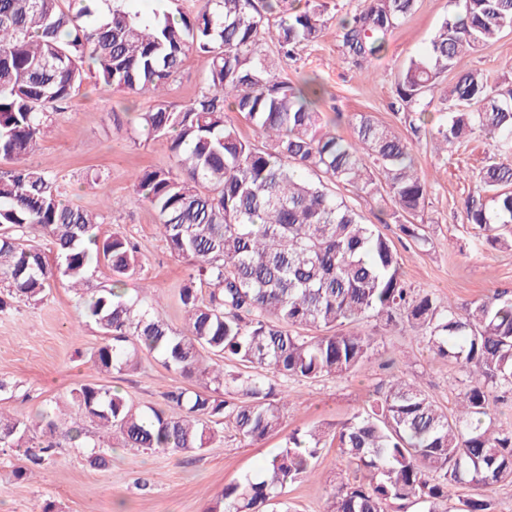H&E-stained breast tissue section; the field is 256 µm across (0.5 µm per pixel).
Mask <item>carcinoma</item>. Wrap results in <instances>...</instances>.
<instances>
[{"mask_svg": "<svg viewBox=\"0 0 512 512\" xmlns=\"http://www.w3.org/2000/svg\"><path fill=\"white\" fill-rule=\"evenodd\" d=\"M100 2L68 0L64 8L61 0H0V162L8 163L0 167V311L38 302L51 283L64 282L79 292L84 321L102 330L91 354L99 369L121 373L141 354L158 353L166 367L204 382L168 391L165 409L136 407L110 387L72 391L78 409L118 430L125 446L190 453L209 447L224 424L252 443L278 432L284 417L272 386L210 365L203 353L270 368L287 382L317 381L372 361L377 340L360 327L364 319L406 324L434 356L465 372L456 412L394 377L350 418L290 432L261 477L224 486L208 512H263L283 486L311 473L329 439L348 469L328 512H388L396 501L448 512L452 486L470 489L458 512H492L486 492L512 484V427L491 417L499 394H512V292L458 308L407 288L393 242L332 193L336 183L367 196L386 187L401 232L420 248L430 245L429 231L413 222L429 186L408 143L367 112L355 114L349 140L326 130L336 120L316 108L322 87L280 76L279 62L327 27L323 6L290 12L285 0H203L191 16L162 11L143 19L126 0H113L107 13ZM414 2L365 0L342 22L345 55L355 62L376 55ZM510 31L512 0H460L427 53L398 75L397 102L414 135L430 134L446 152L478 128L512 153L511 82L463 73L445 97L454 107L448 118L430 128L424 119L427 98L459 56ZM189 51L211 60L206 87L180 110L159 103L138 114L148 133L167 139L172 164L135 177L170 253L192 266L179 291L185 327L177 333L147 296L126 297L125 280L140 265L136 245L120 233L101 236L97 216L65 203L48 172L22 161L83 84L86 62L105 87L158 96ZM228 110L265 141L242 137L224 119ZM479 182L492 207L467 199L466 221L486 242L511 249L512 162L487 165ZM33 230L55 245L54 262L24 243ZM94 258L107 263L111 283L81 292ZM200 285L210 288L206 300ZM38 433L83 438L50 409L31 421L0 412V447L23 450L21 478L54 448L34 442Z\"/></svg>", "mask_w": 512, "mask_h": 512, "instance_id": "obj_1", "label": "carcinoma"}]
</instances>
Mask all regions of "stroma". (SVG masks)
Instances as JSON below:
<instances>
[{
  "label": "stroma",
  "instance_id": "obj_1",
  "mask_svg": "<svg viewBox=\"0 0 512 512\" xmlns=\"http://www.w3.org/2000/svg\"><path fill=\"white\" fill-rule=\"evenodd\" d=\"M322 3L331 17L327 28L301 47L295 59L281 63V75L292 82L318 76L326 89L318 108L335 117L338 135L350 137L354 114L367 112L410 141L415 167L429 186L420 218L431 232V245L422 250L401 236L388 216L387 193L369 197L342 184L333 186V193L357 210L363 223L392 240L408 287L459 307L498 289L512 290V249L486 245L464 214V201L474 193L479 172L499 157L493 142L477 132L436 154L429 139L413 137L394 105L399 71L410 58L426 52L438 25L456 11V0H415L413 10L386 35L383 49L360 65L343 54L341 23L364 0ZM209 69L207 55L190 52L168 87L165 105L180 109L193 101L205 87ZM469 70L512 82V32L460 58L455 72L435 90L437 98L428 108L433 119L447 116L439 97L457 74ZM153 104L147 95L108 89L87 79L24 163L56 176L66 202L97 214L101 235L118 232L138 243L140 266L127 279L125 291L134 295L150 289L159 316L177 332L184 327L179 290L190 266L171 256L154 210L138 199L131 179L136 171L170 163L167 142L147 137L137 123L138 113ZM363 327L377 336L378 353L359 372L287 382L272 371H261L276 394L288 397L282 433L249 446L227 426L205 451L186 454L124 447L119 433L98 429L71 403L72 389L90 383L115 387L138 406L164 407L165 393L185 380L161 356H142L136 369L120 374L97 368L90 354L103 333L82 320L76 292L59 282L38 304L16 303L1 310L0 381L10 389L0 392V412L31 419L44 408H64L69 423L86 433L87 445L81 448L56 437L52 461L31 478L15 474L14 454H0V512H39L48 503L55 512H206L225 485L260 475L266 461L284 447L286 432L335 424L362 411L393 374H406L442 408H452L453 386L464 377L458 365L431 355L410 328H388L373 318ZM91 445L104 450L105 468L88 467ZM341 466L338 448L326 445L313 476L287 484L265 512H326Z\"/></svg>",
  "mask_w": 512,
  "mask_h": 512
}]
</instances>
